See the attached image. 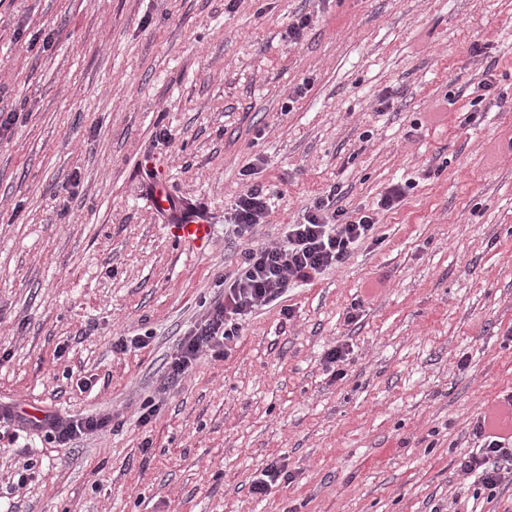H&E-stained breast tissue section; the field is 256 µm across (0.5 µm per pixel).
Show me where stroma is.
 Segmentation results:
<instances>
[{"instance_id":"stroma-1","label":"stroma","mask_w":512,"mask_h":512,"mask_svg":"<svg viewBox=\"0 0 512 512\" xmlns=\"http://www.w3.org/2000/svg\"><path fill=\"white\" fill-rule=\"evenodd\" d=\"M1 112L0 405L114 428L1 438L0 512H512V483L477 499L458 468L512 392V0H0ZM254 160L276 200L253 242L333 186L377 241L171 380L244 244L224 214ZM149 172L209 241L173 237ZM274 458L287 477L252 494Z\"/></svg>"}]
</instances>
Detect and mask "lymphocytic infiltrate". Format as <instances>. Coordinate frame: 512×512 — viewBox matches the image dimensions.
I'll use <instances>...</instances> for the list:
<instances>
[{
  "label": "lymphocytic infiltrate",
  "mask_w": 512,
  "mask_h": 512,
  "mask_svg": "<svg viewBox=\"0 0 512 512\" xmlns=\"http://www.w3.org/2000/svg\"><path fill=\"white\" fill-rule=\"evenodd\" d=\"M254 170L251 163L243 168V176L251 183L237 196L227 217L241 237L251 235L256 226L265 223L272 210L270 191L253 181ZM375 226L374 215L364 212L352 216L337 207L336 193L330 190L306 207L300 220L287 225L278 243L247 244L239 252L236 269L223 281V299L211 305L180 343L169 363L170 377L185 375L202 355L224 359L241 335L246 319L258 307L281 298L290 284L312 283L345 263L359 245L374 239ZM111 423L107 414L64 418L48 412L33 420L12 407L0 406V425L4 428L15 433L42 431L61 446L105 432ZM472 435L476 446L459 468L491 499L504 479L512 477V434L492 432L483 415L475 421Z\"/></svg>",
  "instance_id": "f902f5d3"
}]
</instances>
